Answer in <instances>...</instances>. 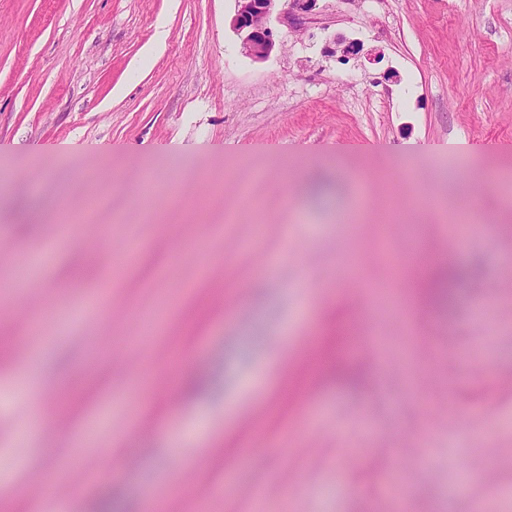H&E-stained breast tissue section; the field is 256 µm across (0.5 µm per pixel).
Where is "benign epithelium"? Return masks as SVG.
<instances>
[{"label":"benign epithelium","instance_id":"7a95c632","mask_svg":"<svg viewBox=\"0 0 512 512\" xmlns=\"http://www.w3.org/2000/svg\"><path fill=\"white\" fill-rule=\"evenodd\" d=\"M316 5L317 0H235L231 27L240 36L241 54L255 61L268 59L276 46L272 22L296 28ZM362 50L359 41L339 35L325 41L323 54L346 62Z\"/></svg>","mask_w":512,"mask_h":512}]
</instances>
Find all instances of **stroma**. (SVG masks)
<instances>
[{"instance_id":"stroma-1","label":"stroma","mask_w":512,"mask_h":512,"mask_svg":"<svg viewBox=\"0 0 512 512\" xmlns=\"http://www.w3.org/2000/svg\"><path fill=\"white\" fill-rule=\"evenodd\" d=\"M234 10L0 0V195L44 215L28 230L0 207V483L68 480L51 512L112 492L129 512H512V0H318L263 61L240 54ZM338 33L362 53L325 58ZM314 172L341 183L327 206L301 194ZM123 182L152 183V209ZM104 189L111 228L57 242L60 210ZM150 212L178 227L149 230L118 287H69L81 252L109 271ZM421 240L477 271L451 310L418 298ZM357 315L342 357L360 384L284 403L307 345ZM144 350L172 387L147 404ZM201 373L217 389L186 394ZM22 377L58 393L30 434ZM127 420L129 463L83 485L69 463L105 460Z\"/></svg>"}]
</instances>
